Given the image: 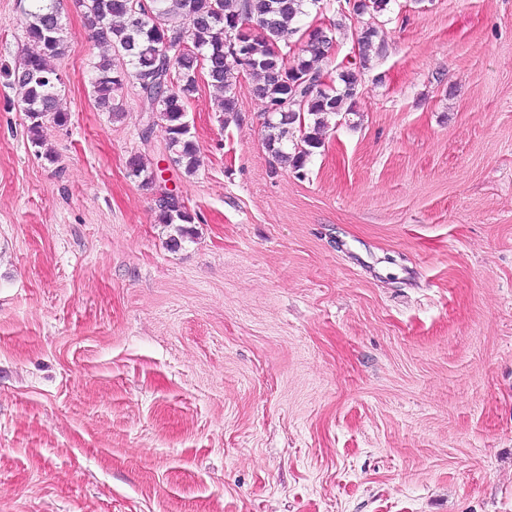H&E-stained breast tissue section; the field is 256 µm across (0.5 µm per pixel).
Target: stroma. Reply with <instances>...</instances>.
I'll use <instances>...</instances> for the list:
<instances>
[{
    "label": "stroma",
    "instance_id": "stroma-1",
    "mask_svg": "<svg viewBox=\"0 0 512 512\" xmlns=\"http://www.w3.org/2000/svg\"><path fill=\"white\" fill-rule=\"evenodd\" d=\"M66 126L0 76V512H512V0H390L303 174L242 77L187 107L180 248L137 84L99 111L62 0ZM0 0V67L28 41ZM156 206L161 224L175 225L181 238L189 235V230L183 224H194L195 217L180 198L157 199Z\"/></svg>",
    "mask_w": 512,
    "mask_h": 512
}]
</instances>
